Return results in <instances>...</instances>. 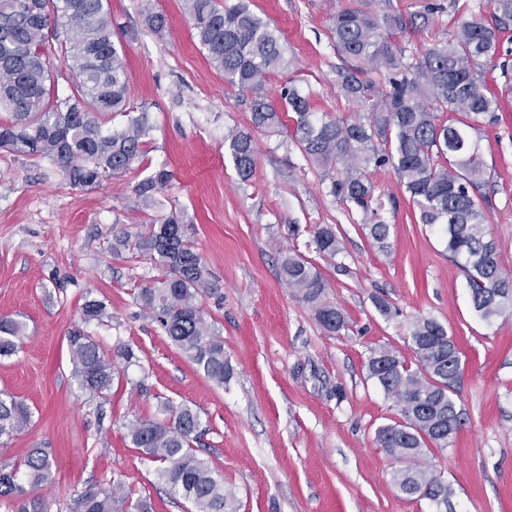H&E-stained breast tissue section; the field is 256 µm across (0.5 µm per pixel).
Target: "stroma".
<instances>
[{
	"label": "stroma",
	"mask_w": 512,
	"mask_h": 512,
	"mask_svg": "<svg viewBox=\"0 0 512 512\" xmlns=\"http://www.w3.org/2000/svg\"><path fill=\"white\" fill-rule=\"evenodd\" d=\"M169 26L150 31L139 0H108L127 56L130 104L147 112L152 139L136 170L93 190L70 186L57 165L0 150V317L22 322L20 352L0 358V392L24 401L29 427L0 446V462L22 461L32 448L53 455V480L42 488L51 512H71L89 487L123 482L153 512H187L128 437V424L152 418L159 398L196 409L205 433L199 449L224 474L239 512H433L428 500L401 495L396 461L375 444V431L397 420L392 402L366 378L373 349L388 345L406 360L411 323L436 319L453 336L464 363L457 401L467 422L453 444L425 462L441 473L453 512H512V317L493 322L473 311L465 277L440 235L415 219L393 171L370 179L390 226L389 249H375L362 216L328 192L286 134L255 132V171L241 181L224 138L251 127L249 94L224 81L193 35L184 0H153ZM279 28L291 61L270 77L277 96L288 81L308 93L316 112L345 115L337 72L349 64L331 38V18L359 0H249ZM428 26L398 40L405 55L446 40L462 6L489 18V0H437ZM485 181L476 200L512 274V111L483 123ZM172 175L161 198L186 210L187 233L211 274L201 305L224 338L230 380L199 373L154 324L132 293L159 269L131 251L113 253L112 237L136 231L150 212L135 188L154 168ZM335 225L343 251L335 259L311 247L312 229ZM292 250L313 262L328 299L348 327L326 335L279 272ZM391 306L390 316L375 307ZM101 299L109 316L83 324L85 301ZM85 327L111 359L107 402L71 375L68 336ZM131 346L139 363L120 355Z\"/></svg>",
	"instance_id": "stroma-1"
}]
</instances>
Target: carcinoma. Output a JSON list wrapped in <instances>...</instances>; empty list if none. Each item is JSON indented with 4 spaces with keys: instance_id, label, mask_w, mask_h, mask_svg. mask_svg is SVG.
<instances>
[{
    "instance_id": "cac0c4a2",
    "label": "carcinoma",
    "mask_w": 512,
    "mask_h": 512,
    "mask_svg": "<svg viewBox=\"0 0 512 512\" xmlns=\"http://www.w3.org/2000/svg\"><path fill=\"white\" fill-rule=\"evenodd\" d=\"M492 21L476 15L458 17L450 37L419 56L406 59L397 35L428 23L435 6L408 16L376 5L346 7L332 19L336 50L357 63L338 72L340 96L354 109L349 116L313 111L310 98L293 82L280 91V103L265 90L268 77L288 67L279 30L257 15L246 0H185L195 38L224 80L251 94L252 127L268 133L283 126L281 112L293 114V141L317 168L329 193L362 214L372 244L388 251L390 225L373 206L370 167H389L409 194L420 224L436 228L448 255L465 274L470 301L484 321L512 316V276L500 266L497 245L488 237L486 217L470 190L478 187L485 167L475 135L495 118L500 100L486 85L483 67L498 59V34L512 27V0H490ZM147 28L161 33L168 17L142 0ZM112 16L104 0H0V150L45 159L59 166L68 183L85 190L121 175L140 163L153 127L145 112L130 115L126 52L113 39ZM68 62L67 87L52 78L49 49ZM367 64L383 74L384 84L363 76ZM442 112H459L452 123ZM127 118L120 128L117 116ZM243 181L252 176L257 147L249 131L224 137ZM172 175L158 167L135 189L137 202L155 203ZM184 213L172 209L135 232L114 237L112 251L132 250L152 260L160 278L134 293L144 316L180 353L218 386L231 368L224 358V338L199 303L211 293L209 272L187 234ZM311 244L329 259L342 252L336 228L318 225ZM286 285L312 310L328 335L347 328V316L327 300L328 283L319 269L296 252L281 253ZM109 317L102 300L82 307L84 324ZM23 323L0 318V357H11L23 343ZM414 354L410 364L391 348L372 351L366 364L373 381L396 407L400 420L375 432L376 445L403 463L392 472L398 491L413 497L425 491L434 505L449 504L448 485L424 457L435 447L452 445L466 423L456 385L463 371L462 352L437 320L418 317L409 331ZM72 377L91 396L106 399L114 368L100 344L77 328L69 336ZM159 418L137 419L128 435L141 458L156 465L167 492L184 499L191 512H238L235 492L212 462L200 457L194 442L201 417L192 407L162 401ZM31 422L29 408L0 393V444L22 433ZM52 479L51 453L32 448L19 465L0 464V501L11 512H49L45 499L31 490ZM74 512H152L143 498L133 499L122 483L112 489L91 487L76 500Z\"/></svg>"
}]
</instances>
